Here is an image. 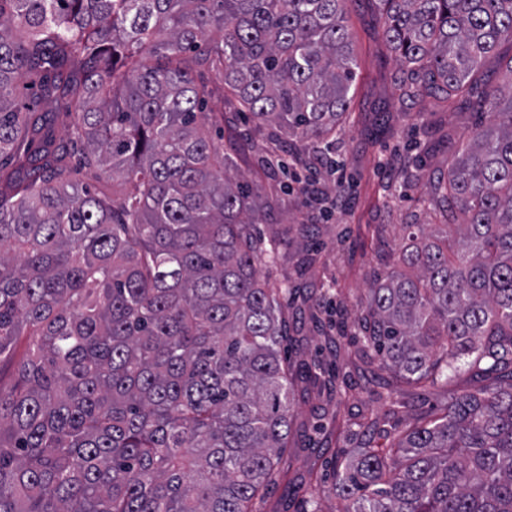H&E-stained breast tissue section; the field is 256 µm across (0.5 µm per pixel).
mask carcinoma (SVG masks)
<instances>
[{"instance_id":"1","label":"carcinoma","mask_w":512,"mask_h":512,"mask_svg":"<svg viewBox=\"0 0 512 512\" xmlns=\"http://www.w3.org/2000/svg\"><path fill=\"white\" fill-rule=\"evenodd\" d=\"M347 0H0V512H255L288 447L278 200L230 177L202 107L325 167L357 63ZM405 97L467 90L512 43V0H377ZM220 40L214 41V34ZM72 150L122 197L70 178ZM370 288L362 341L398 382H499L346 460L339 512H512V91L485 99Z\"/></svg>"}]
</instances>
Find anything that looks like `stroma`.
<instances>
[{"label":"stroma","instance_id":"stroma-1","mask_svg":"<svg viewBox=\"0 0 512 512\" xmlns=\"http://www.w3.org/2000/svg\"><path fill=\"white\" fill-rule=\"evenodd\" d=\"M346 24L357 79L350 112L330 151L338 173L328 175L312 155L297 167L326 195L336 194L338 178L348 181L346 205L330 221L322 220L319 202L288 193L287 175L263 171L260 157L274 143L270 127L230 112L217 95L204 106L205 112L224 115L211 122L213 131L242 137L239 172L281 200L255 230L264 239H285L277 265L263 267L261 274L274 284L289 281L293 289L285 309L287 355L299 376L293 422L280 475L256 502L257 512H304L313 479L321 486L320 512H336V470L344 459L368 444L385 446L450 396L480 385L460 373L440 389L391 388L390 370L358 337L357 318L374 279L394 268L407 225L442 223L426 201L425 185L447 173L449 161L485 122L483 99L512 81L506 72L512 44L502 43L496 56L485 60L468 94L403 100L393 85L397 65L379 36L374 0H350ZM310 372L320 374L321 384L306 381ZM373 415L383 423L370 430L365 422Z\"/></svg>","mask_w":512,"mask_h":512}]
</instances>
